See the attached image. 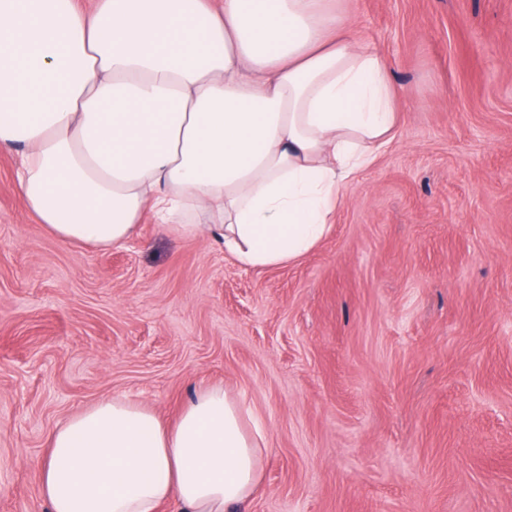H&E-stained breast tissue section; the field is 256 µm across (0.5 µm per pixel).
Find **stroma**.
I'll list each match as a JSON object with an SVG mask.
<instances>
[{
    "instance_id": "stroma-1",
    "label": "stroma",
    "mask_w": 512,
    "mask_h": 512,
    "mask_svg": "<svg viewBox=\"0 0 512 512\" xmlns=\"http://www.w3.org/2000/svg\"><path fill=\"white\" fill-rule=\"evenodd\" d=\"M390 61L395 138L329 233L242 268L147 221L64 244L0 149V512H50L57 425L173 422L220 385L266 437L251 512H512V0H326Z\"/></svg>"
}]
</instances>
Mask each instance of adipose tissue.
<instances>
[{"label": "adipose tissue", "mask_w": 512, "mask_h": 512, "mask_svg": "<svg viewBox=\"0 0 512 512\" xmlns=\"http://www.w3.org/2000/svg\"><path fill=\"white\" fill-rule=\"evenodd\" d=\"M396 119L389 60L320 0H0V148L66 244L120 247L149 217L246 269L297 260ZM264 445L220 386L171 426L104 398L37 480L52 512H246Z\"/></svg>", "instance_id": "1"}]
</instances>
